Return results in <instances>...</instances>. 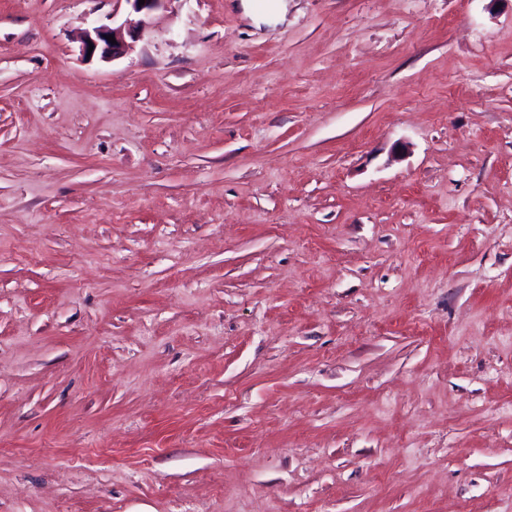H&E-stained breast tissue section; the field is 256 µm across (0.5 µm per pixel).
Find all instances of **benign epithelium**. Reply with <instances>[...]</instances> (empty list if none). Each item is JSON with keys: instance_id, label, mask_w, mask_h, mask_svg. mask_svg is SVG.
<instances>
[{"instance_id": "7a95c632", "label": "benign epithelium", "mask_w": 512, "mask_h": 512, "mask_svg": "<svg viewBox=\"0 0 512 512\" xmlns=\"http://www.w3.org/2000/svg\"><path fill=\"white\" fill-rule=\"evenodd\" d=\"M131 11L136 15L134 19H128L124 23L114 26L106 23H97L83 31L80 37L79 50L82 56L98 57L108 60L116 57L124 45V37L140 36L148 26L151 14L159 8L163 0H145L139 4V0H125ZM114 36L116 43L112 44L106 36Z\"/></svg>"}]
</instances>
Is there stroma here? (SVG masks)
Instances as JSON below:
<instances>
[{
  "label": "stroma",
  "mask_w": 512,
  "mask_h": 512,
  "mask_svg": "<svg viewBox=\"0 0 512 512\" xmlns=\"http://www.w3.org/2000/svg\"><path fill=\"white\" fill-rule=\"evenodd\" d=\"M0 0V512H512V0ZM131 6V11L136 15L135 19H127L124 23L114 26L113 18L111 24L96 23L91 28L85 29L80 37L79 50L83 57L87 58L89 43H92L93 50L90 58L99 57L102 60L116 57L124 45L125 34L130 37L140 36L149 24L151 14L159 8L163 0H145L144 5H139V0H126ZM114 35L117 44H111L106 36Z\"/></svg>",
  "instance_id": "obj_1"
}]
</instances>
